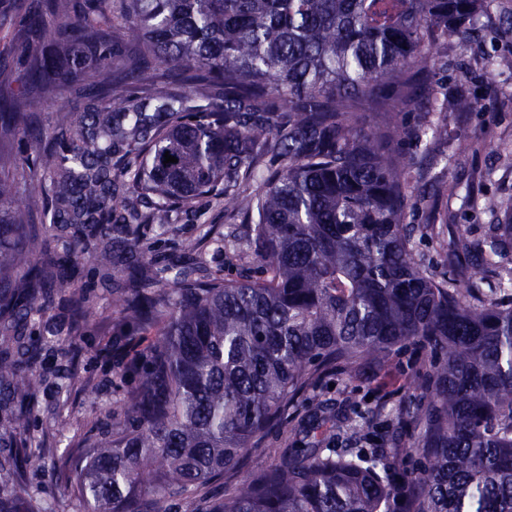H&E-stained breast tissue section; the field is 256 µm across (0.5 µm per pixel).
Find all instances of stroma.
I'll return each mask as SVG.
<instances>
[{"label":"stroma","instance_id":"35a3bbf8","mask_svg":"<svg viewBox=\"0 0 512 512\" xmlns=\"http://www.w3.org/2000/svg\"><path fill=\"white\" fill-rule=\"evenodd\" d=\"M474 24L481 31L480 38L464 37L450 43L437 79L449 92L474 99L476 106L449 116L447 144L431 151L428 161L439 186L418 183L411 187L422 202L408 211V223H424L427 203L438 204L443 232L439 238L418 243L420 251L437 261L448 251L451 225H465L477 236L494 223V216L484 207L485 198L512 202V0H483ZM81 101V83L63 82L47 101L41 118L50 126L69 121ZM197 208L203 214L201 220L185 217L168 232L151 235V255L178 254L185 242L196 240L209 227L224 238L213 263L223 266L225 277H239L253 265L251 251L237 238L239 222L209 200H201ZM82 281L98 294L100 308L83 331L79 354L48 347L37 362L43 384L31 428L45 436L53 454L45 463L29 468L25 480L56 512H84L83 505L70 496L67 484L58 479L57 471L71 462L78 444L109 428V415L123 414L127 385L118 376L119 363L137 342L118 324L112 310L111 282L101 280L89 266ZM422 358L418 346L393 348L388 369L366 367L333 377L330 386L309 393L307 401L312 405L322 399L346 405L374 401L383 403L384 414L395 415L399 402L410 397L409 383ZM417 436V431L410 429L385 441L383 461L407 475L422 468L426 459L416 447Z\"/></svg>","mask_w":512,"mask_h":512}]
</instances>
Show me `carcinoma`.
Wrapping results in <instances>:
<instances>
[{
  "label": "carcinoma",
  "mask_w": 512,
  "mask_h": 512,
  "mask_svg": "<svg viewBox=\"0 0 512 512\" xmlns=\"http://www.w3.org/2000/svg\"><path fill=\"white\" fill-rule=\"evenodd\" d=\"M25 86L0 92V137L38 150L27 165L44 205L16 206L0 164V512L32 506L26 467L50 453L30 419L42 386L33 325L59 302L66 339L95 316L78 265L112 268V242L148 244L200 198L244 215L257 275L224 279L197 258H150L112 291L120 318L155 339L115 431L81 445L71 484L86 512H164L205 491L200 512H512V212L439 271L415 249L432 227L404 223L412 180L435 181L394 148L399 111L468 112L435 92L448 44L479 0H7ZM129 30L132 39L116 36ZM95 75L72 121H36L69 77ZM379 119L359 123L364 105ZM423 152L448 124L409 132ZM178 159L164 163L165 155ZM280 167L263 174L266 159ZM256 213L243 207L251 183ZM415 343L431 372L412 378L397 426L419 423L427 466L405 480L380 462L384 424L336 426L322 404L292 428L279 462L214 486L299 397L338 372L385 368Z\"/></svg>",
  "instance_id": "cac0c4a2"
}]
</instances>
